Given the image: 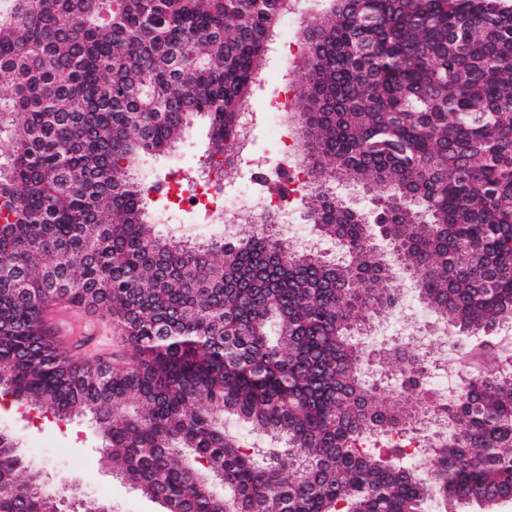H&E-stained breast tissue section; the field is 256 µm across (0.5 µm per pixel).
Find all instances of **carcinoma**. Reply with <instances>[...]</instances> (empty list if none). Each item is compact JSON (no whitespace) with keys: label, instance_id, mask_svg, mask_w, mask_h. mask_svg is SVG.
<instances>
[{"label":"carcinoma","instance_id":"cac0c4a2","mask_svg":"<svg viewBox=\"0 0 512 512\" xmlns=\"http://www.w3.org/2000/svg\"><path fill=\"white\" fill-rule=\"evenodd\" d=\"M288 0H0V396L93 419L116 475L170 512H498L512 502V5L329 0L291 84L303 219L176 239L146 160L208 121L234 145ZM288 159L252 173L295 192ZM357 186L368 209L336 196ZM387 243L392 263L374 259ZM472 338L460 395L430 353L361 342L401 307ZM103 307L132 362L62 347L58 303ZM394 387L399 402L379 393ZM223 493L214 492L215 485ZM0 512H103L50 498L0 432Z\"/></svg>","mask_w":512,"mask_h":512}]
</instances>
